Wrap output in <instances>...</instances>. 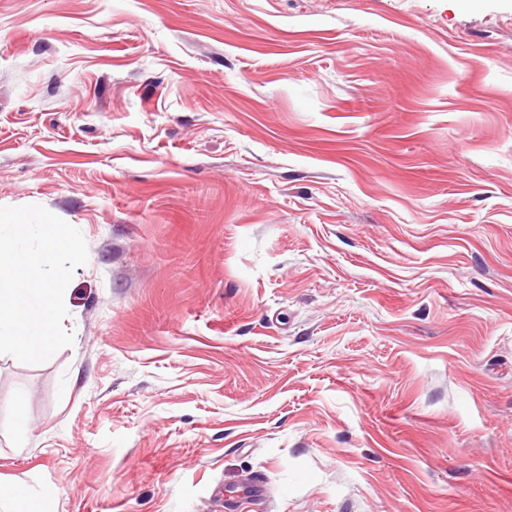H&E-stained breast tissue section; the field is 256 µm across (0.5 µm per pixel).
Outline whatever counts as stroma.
Segmentation results:
<instances>
[{
    "instance_id": "35a3bbf8",
    "label": "stroma",
    "mask_w": 512,
    "mask_h": 512,
    "mask_svg": "<svg viewBox=\"0 0 512 512\" xmlns=\"http://www.w3.org/2000/svg\"><path fill=\"white\" fill-rule=\"evenodd\" d=\"M27 204L89 258L73 345L0 354L1 482L512 512V0H0Z\"/></svg>"
}]
</instances>
